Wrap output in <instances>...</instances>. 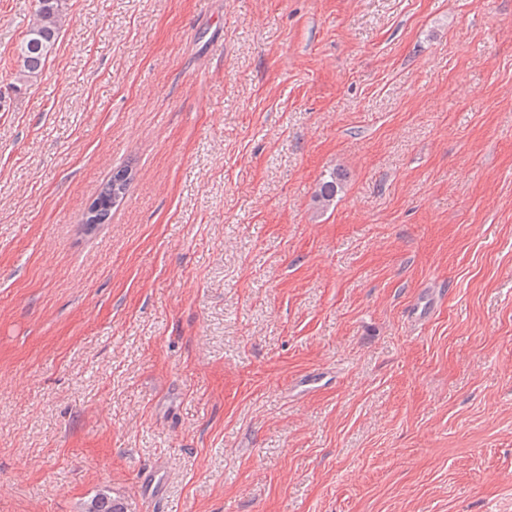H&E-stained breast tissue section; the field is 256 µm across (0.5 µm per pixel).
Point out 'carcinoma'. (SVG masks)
<instances>
[{
	"instance_id": "carcinoma-1",
	"label": "carcinoma",
	"mask_w": 512,
	"mask_h": 512,
	"mask_svg": "<svg viewBox=\"0 0 512 512\" xmlns=\"http://www.w3.org/2000/svg\"><path fill=\"white\" fill-rule=\"evenodd\" d=\"M66 10L67 0H38L33 19L16 47L18 82L24 85L32 83L42 75L47 61L55 51ZM343 187L341 173H329L322 179L314 195V202L321 209L329 207ZM94 203L99 208L96 217L103 224L109 219L114 205L112 193L100 191ZM84 512H126V508L121 500L103 491L86 504Z\"/></svg>"
}]
</instances>
